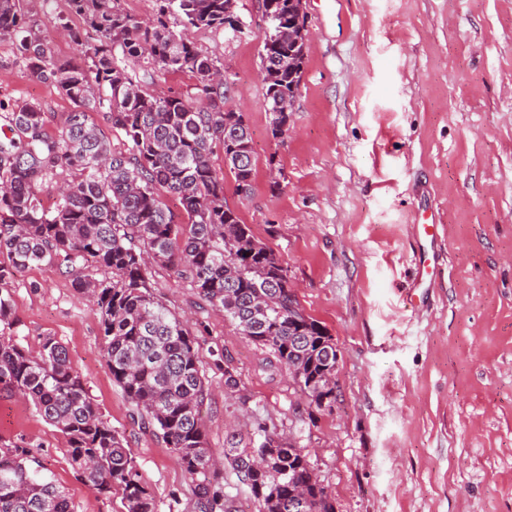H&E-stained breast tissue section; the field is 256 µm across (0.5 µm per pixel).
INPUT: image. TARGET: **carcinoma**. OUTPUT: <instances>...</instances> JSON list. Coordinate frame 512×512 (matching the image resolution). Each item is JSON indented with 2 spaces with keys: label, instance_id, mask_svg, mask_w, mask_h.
Returning <instances> with one entry per match:
<instances>
[{
  "label": "carcinoma",
  "instance_id": "1",
  "mask_svg": "<svg viewBox=\"0 0 512 512\" xmlns=\"http://www.w3.org/2000/svg\"><path fill=\"white\" fill-rule=\"evenodd\" d=\"M18 0H0V39L27 28ZM152 24L121 0H69L97 34L68 30L84 62L58 59L29 35L19 52L28 75L49 82L73 108L56 133L52 115L33 102L0 101V392L31 401L66 440L81 479L101 495L122 490L125 512H157L133 452L104 418L51 336L39 356L10 330L15 311L7 285L14 271L47 266L72 278L96 307L112 380L141 422L174 450L194 485L198 512H229L224 477L208 448L202 408L208 386L193 332L150 290V265L189 271L198 293L271 351L308 403L336 400V342L296 299L279 255L257 239L224 198L212 163L228 162L238 194L252 191L254 150L244 115L227 104L228 88L213 60L188 37L195 29L233 24L235 0H157ZM302 0H264L270 32L263 41L265 100L272 134L288 125L306 58ZM188 73L200 103L159 94L155 77ZM102 114L127 148H111L90 113ZM71 173L54 206L41 194L58 173ZM176 196L182 216L165 204ZM110 273L92 278L87 264ZM224 458L247 486L258 512H335L327 488L302 450L259 424L247 438L225 439ZM29 448L0 440V512H75L69 497Z\"/></svg>",
  "mask_w": 512,
  "mask_h": 512
}]
</instances>
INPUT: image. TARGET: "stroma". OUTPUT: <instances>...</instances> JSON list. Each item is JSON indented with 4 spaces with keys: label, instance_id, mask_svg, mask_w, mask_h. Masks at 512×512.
<instances>
[{
    "label": "stroma",
    "instance_id": "stroma-1",
    "mask_svg": "<svg viewBox=\"0 0 512 512\" xmlns=\"http://www.w3.org/2000/svg\"><path fill=\"white\" fill-rule=\"evenodd\" d=\"M63 60L82 55L68 0H19ZM307 53L286 131L273 135L261 81L259 0H236L243 34L189 36L224 73L257 157L239 195L222 153L224 198L279 253L305 312L339 351L336 401L300 396L264 348L200 296L188 275L155 268L160 298L195 335L209 397L208 446L256 424L302 448L336 512H512V0H303ZM0 100L63 118L71 102L31 79L0 41ZM434 217V283L413 285L414 224ZM14 339L68 350L90 396L125 437L158 512H197L171 448L131 418L112 380L95 306L45 266L8 285ZM232 368L238 391L224 387ZM0 439L24 442L76 512H125L73 470L62 435L17 396L0 395Z\"/></svg>",
    "mask_w": 512,
    "mask_h": 512
}]
</instances>
